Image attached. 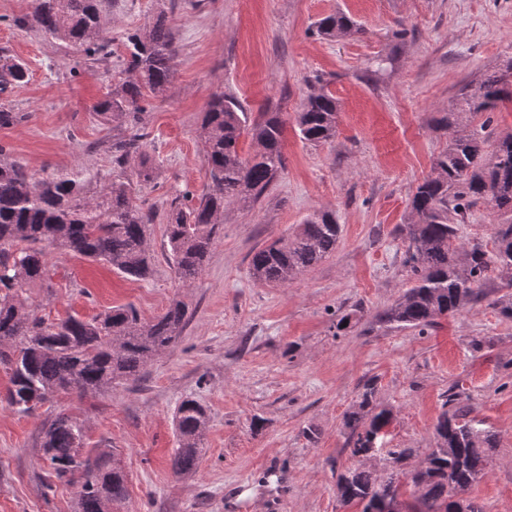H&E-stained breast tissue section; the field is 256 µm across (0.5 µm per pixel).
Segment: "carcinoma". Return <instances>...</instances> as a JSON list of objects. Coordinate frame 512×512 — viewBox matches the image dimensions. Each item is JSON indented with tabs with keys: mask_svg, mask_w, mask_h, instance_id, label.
Segmentation results:
<instances>
[{
	"mask_svg": "<svg viewBox=\"0 0 512 512\" xmlns=\"http://www.w3.org/2000/svg\"><path fill=\"white\" fill-rule=\"evenodd\" d=\"M46 36L69 45L85 57L108 53L109 24L98 0H34L32 12L16 19ZM315 33L324 39L350 37L362 28L344 13L320 19ZM128 69L134 79L116 86L94 107L106 123H141L140 102L166 95L175 77V37L164 12L127 35ZM26 67L0 57V84L22 86ZM512 97V64L480 83L462 86L458 111L438 123L453 129L448 147L437 157L431 174L411 198L416 220L401 225L407 243L410 285L380 320L395 328H425L435 319L453 315L480 299L478 286L494 277L512 288V135L487 150L484 129L499 102ZM337 105L320 92L307 97L295 115L299 138L310 144L336 136ZM285 123L277 113L255 121L234 98L213 97L202 120V138L209 183L199 195L190 191L171 201L166 216V248L178 279L189 283L204 269L212 243L224 224V206L257 201L285 168L282 151ZM249 136L257 150L242 156L240 139ZM145 134L112 145L115 165L123 170L98 190L67 175L36 178L9 158L0 145V365L11 371L6 401L29 413L60 394L97 392L134 379L148 360L179 338L187 322L186 305L173 302L151 321L131 304L114 307L91 319L69 316L49 321L28 302L30 288H46L49 254L60 251L100 262L136 281L152 274L149 241L152 218L137 202L134 183H148L154 167ZM484 203L500 218L495 249L488 254L479 243L465 248L458 236L472 207ZM341 225L329 212L307 217L300 230L256 249L250 260L252 277L285 287L303 270L331 255ZM436 425L438 441L423 459L425 479L419 499L436 512H455L450 499L461 496L460 512H483L465 498L485 475L492 434L466 419L463 407L449 399ZM386 409L376 410L374 388L367 385L358 410L349 413L352 456L370 451L376 434L390 424ZM178 448L171 468L180 476L196 473L207 422L205 408L186 398L176 415ZM83 427L63 412L48 415L39 430L41 458L61 482L80 485L77 512H108L125 506L127 477L111 463L107 449L86 451ZM411 448H389L381 472L362 466L347 469L337 480L344 504L399 491L403 473L397 463Z\"/></svg>",
	"mask_w": 512,
	"mask_h": 512,
	"instance_id": "1",
	"label": "carcinoma"
}]
</instances>
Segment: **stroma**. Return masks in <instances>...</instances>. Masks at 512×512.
Instances as JSON below:
<instances>
[{
    "mask_svg": "<svg viewBox=\"0 0 512 512\" xmlns=\"http://www.w3.org/2000/svg\"><path fill=\"white\" fill-rule=\"evenodd\" d=\"M32 7L0 0V56L29 73L27 84L0 91V109L19 116L0 126V144L37 177L110 182L111 145L131 130L103 123L93 106L130 76L126 36L162 11L177 46L170 92L144 104L155 175L138 196L154 214L151 278L58 252L52 290L30 292L52 320L127 304L150 320L174 300L188 307L178 341L137 379L58 401L83 425L86 449H116L128 512H361L341 503L336 481L356 462L345 417L369 384L391 412L388 447L415 451L405 472L435 447L437 419L459 394L468 418L494 436L469 495L485 512H512V316L496 305L505 284L485 281L481 303L422 330L379 320L411 278L398 228L448 145L437 120L459 87L512 60V0H100L111 45L95 58L18 26ZM336 11L362 34L314 35L313 24ZM320 91L334 96L338 126L334 140L313 145L297 136L294 117ZM221 93L254 120L280 114L286 168L257 202L226 205L208 262L185 288L166 256V212L179 191L207 184L201 122ZM316 210L343 226L335 252L288 286L257 284L253 249L293 234ZM498 222L480 204L459 235L490 252ZM9 386L0 367V512H76L78 485L58 482L39 457L43 412L18 413L4 399ZM188 397L208 422L199 468L181 477L170 458L174 414Z\"/></svg>",
    "mask_w": 512,
    "mask_h": 512,
    "instance_id": "stroma-1",
    "label": "stroma"
}]
</instances>
